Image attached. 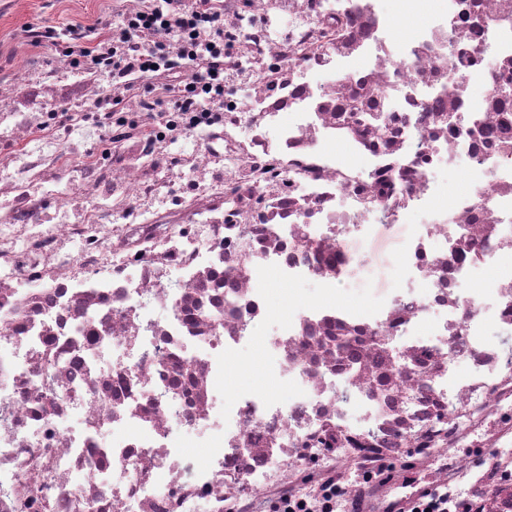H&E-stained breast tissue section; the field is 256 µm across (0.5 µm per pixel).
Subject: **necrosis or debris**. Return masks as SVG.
Returning <instances> with one entry per match:
<instances>
[{
	"mask_svg": "<svg viewBox=\"0 0 512 512\" xmlns=\"http://www.w3.org/2000/svg\"><path fill=\"white\" fill-rule=\"evenodd\" d=\"M214 6L221 111L116 108L69 46L7 78L0 512H512V0ZM410 213L398 287L339 309ZM259 335L287 399L225 385Z\"/></svg>",
	"mask_w": 512,
	"mask_h": 512,
	"instance_id": "necrosis-or-debris-1",
	"label": "necrosis or debris"
}]
</instances>
